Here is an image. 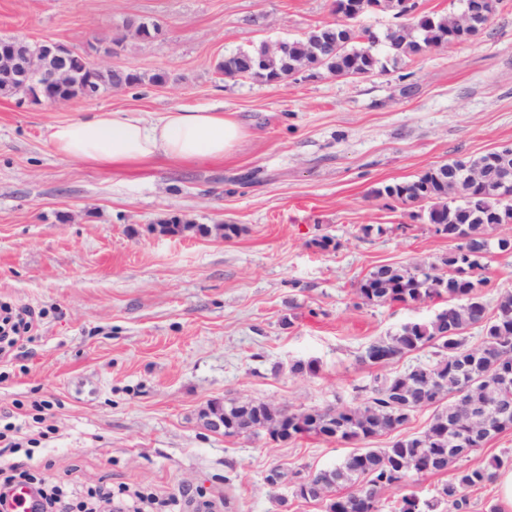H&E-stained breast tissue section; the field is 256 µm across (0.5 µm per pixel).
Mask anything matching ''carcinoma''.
Returning <instances> with one entry per match:
<instances>
[{
	"mask_svg": "<svg viewBox=\"0 0 512 512\" xmlns=\"http://www.w3.org/2000/svg\"><path fill=\"white\" fill-rule=\"evenodd\" d=\"M345 0H334L336 21L289 41L288 54L269 53L267 44L229 53L216 69L226 77H247L277 84L308 67L325 69L338 77H364L459 42L466 26L462 15L417 12L418 2L376 0L382 10L401 22L377 37L361 24V16L343 11ZM387 49L382 57L375 44ZM483 154L432 167L410 181L392 183L376 191L404 205H427V220L445 226L455 242L448 253L432 263L415 266L384 264L376 267L356 288L359 299L370 305L448 301L425 321H412L370 343L361 361L387 367L426 347L432 359L415 362L399 371L373 379L364 388V402L295 412L263 401L224 405V435L266 432L276 440L314 435L326 441H366L397 431L415 412L435 408L427 427L394 440L385 448H360L330 469L319 470L296 484L298 496L320 500L325 512H381V494L401 492L394 512H465L467 491L494 481L497 471L512 458L495 456L484 465L459 468L452 480L429 498L408 491L415 475L440 472L482 449L486 439L512 429V291L487 303L480 289L488 284L480 272L489 255L512 253V238H495L500 224H512V197L492 185L477 186L459 178L448 186V169L478 167ZM477 330L476 341L467 336ZM467 398L496 402L486 421L473 433L472 417L457 401ZM348 487L350 491L340 492Z\"/></svg>",
	"mask_w": 512,
	"mask_h": 512,
	"instance_id": "cac0c4a2",
	"label": "carcinoma"
}]
</instances>
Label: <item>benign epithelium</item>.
Wrapping results in <instances>:
<instances>
[{
  "label": "benign epithelium",
  "instance_id": "7a95c632",
  "mask_svg": "<svg viewBox=\"0 0 512 512\" xmlns=\"http://www.w3.org/2000/svg\"><path fill=\"white\" fill-rule=\"evenodd\" d=\"M127 25L138 27L145 41H151L163 34L162 28H155L139 18H130ZM74 49L68 45L43 41L32 43L24 37L11 36L0 40V85L5 89L16 88L26 92L31 101H42V97L55 99L75 81L84 85L85 97L99 95L94 73L106 69L102 64H90L89 69H79L72 62ZM470 180L482 184L497 183L504 190L512 189V167L499 161L492 170L481 168V172L467 174ZM206 430L219 433L224 430V409L214 403L206 410Z\"/></svg>",
  "mask_w": 512,
  "mask_h": 512
}]
</instances>
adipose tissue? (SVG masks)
I'll return each instance as SVG.
<instances>
[{
	"label": "adipose tissue",
	"instance_id": "adipose-tissue-1",
	"mask_svg": "<svg viewBox=\"0 0 512 512\" xmlns=\"http://www.w3.org/2000/svg\"><path fill=\"white\" fill-rule=\"evenodd\" d=\"M232 114L216 109L176 108L155 118L135 111H100L51 126L49 139L66 157L101 166L156 157L194 161L220 159L244 138Z\"/></svg>",
	"mask_w": 512,
	"mask_h": 512
}]
</instances>
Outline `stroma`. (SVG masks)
I'll return each instance as SVG.
<instances>
[{"label":"stroma","instance_id":"obj_1","mask_svg":"<svg viewBox=\"0 0 512 512\" xmlns=\"http://www.w3.org/2000/svg\"><path fill=\"white\" fill-rule=\"evenodd\" d=\"M332 3L0 0V37L80 52L131 17L164 30L107 60L142 84L53 104L0 96V302L38 320L0 362V425L25 423L52 478L162 497L201 490L224 512H324L293 482L356 443L227 437L205 430L201 411L227 399L296 411L362 400L381 372L361 362L365 346L444 303L366 306L359 281L450 247L424 205L377 189L512 144V0L479 37L367 77L319 69L261 84L216 70L226 54L333 21ZM156 73L166 82L151 83ZM181 107L234 113L247 135L221 160L123 169L65 158L48 137L98 111ZM171 220L184 231L160 233ZM226 224L238 235L225 238ZM368 224L382 233L364 235ZM325 235L338 249L315 246ZM300 360L316 373L291 374ZM274 466L288 480L271 487Z\"/></svg>","mask_w":512,"mask_h":512}]
</instances>
